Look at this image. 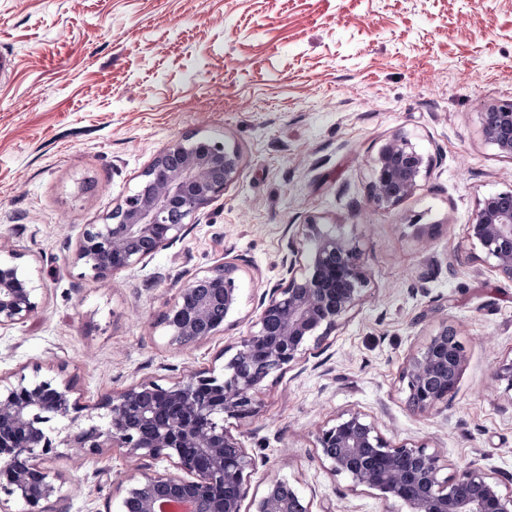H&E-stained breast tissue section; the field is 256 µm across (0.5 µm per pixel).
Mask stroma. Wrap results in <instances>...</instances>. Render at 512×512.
<instances>
[{
	"label": "stroma",
	"instance_id": "stroma-1",
	"mask_svg": "<svg viewBox=\"0 0 512 512\" xmlns=\"http://www.w3.org/2000/svg\"><path fill=\"white\" fill-rule=\"evenodd\" d=\"M0 244L38 282V308L0 330V375L70 379L94 410L107 394L192 371L222 376L282 258L315 218L358 245L368 284L305 360L268 378L260 414L228 422L255 461L249 483L295 485L312 512H408L332 475L316 426L358 411L393 443L435 451L445 476L480 467L512 491V280L469 252L483 197L512 189V160L481 135L488 103L512 101V0H0ZM405 132L430 159L419 191L369 205L370 163ZM216 137L238 178L180 240L96 278L76 261L171 141ZM429 239L420 248L416 232ZM236 268L237 310L213 339L168 346L159 317L189 277ZM467 362L448 404L407 403V359L442 326ZM61 512H115L138 462L61 451Z\"/></svg>",
	"mask_w": 512,
	"mask_h": 512
}]
</instances>
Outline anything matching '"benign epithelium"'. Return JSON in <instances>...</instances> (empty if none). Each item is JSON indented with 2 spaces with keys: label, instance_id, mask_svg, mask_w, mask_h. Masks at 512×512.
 Masks as SVG:
<instances>
[{
  "label": "benign epithelium",
  "instance_id": "obj_1",
  "mask_svg": "<svg viewBox=\"0 0 512 512\" xmlns=\"http://www.w3.org/2000/svg\"><path fill=\"white\" fill-rule=\"evenodd\" d=\"M484 141L512 159V101L492 102L481 113ZM430 169L410 137L398 132L371 161L369 202L390 208L413 196ZM239 175L238 151L210 137L170 142L141 174L139 189L112 209L102 224H91L79 241L76 258L95 276L105 279L132 268L179 239L184 225L167 222L179 208L189 218L224 193ZM304 240L313 245L307 259L291 250L283 264L288 281L275 289L257 322V329L240 337L228 350L224 377L190 372L164 390L168 417L155 422V407L144 395L158 389L145 382L107 395L99 403L100 422L69 431L59 441L48 434L53 418H69L82 410L72 398L70 380L15 381L0 376V512H54L56 476L41 462L58 455L62 445L79 456H99L111 448L146 461L140 472L120 486L117 512H242L250 500L253 512H312L311 502L280 479L270 481L259 495H249L253 459L225 421L243 425L261 409L264 382L275 372L300 362L309 343L323 341L358 304L367 275L358 247L322 229L312 218L304 224ZM466 239L492 271L512 280V192L479 201ZM0 258V329L25 322L37 309L38 286L13 262ZM235 268L222 265L190 277L177 290L161 324L167 344L182 348L218 335L206 325L213 303L229 314L237 305ZM208 283L206 294L198 282ZM466 362L456 333L443 327L407 361L401 380L408 403L418 414H431L448 402ZM155 422L142 435L134 418ZM318 455L334 475H344L352 487L396 499L410 512H512V494L504 495L483 470L470 466L455 479L442 476L439 456L423 446L395 445L360 412H346L316 432ZM206 466L198 469L194 459ZM166 461L178 473L160 472L154 462ZM220 484L224 495L210 497L207 488Z\"/></svg>",
  "mask_w": 512,
  "mask_h": 512
}]
</instances>
